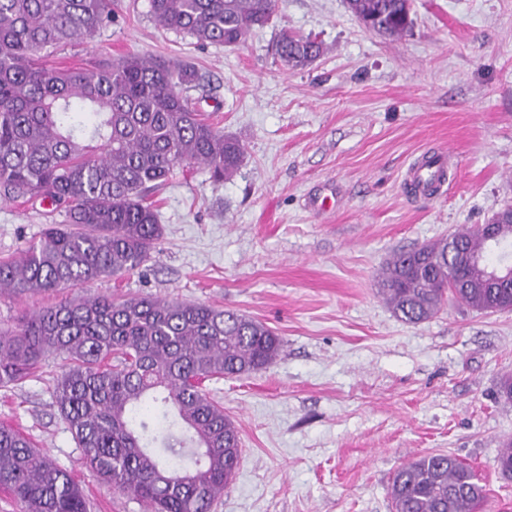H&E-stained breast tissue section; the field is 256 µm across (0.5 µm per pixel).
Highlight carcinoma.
<instances>
[{
  "label": "carcinoma",
  "instance_id": "1",
  "mask_svg": "<svg viewBox=\"0 0 512 512\" xmlns=\"http://www.w3.org/2000/svg\"><path fill=\"white\" fill-rule=\"evenodd\" d=\"M280 0H149L161 28L199 44L237 46L270 23ZM369 31L402 37L411 0H347ZM110 0H0V194L48 198L67 224H51L22 255L0 262V292L87 287L138 270L162 236L150 190L180 164L205 166L215 183L240 168L244 148L198 112L180 88L187 65L125 56L94 70L50 64L57 50L92 37ZM276 55L310 65L322 44L283 31ZM512 261V234L487 250L481 225L407 252L385 265L379 292L416 324L455 302L480 313L511 312L512 294L454 274L459 257ZM281 339L264 323L209 305L90 294L23 318L0 333V387L29 378L42 356H63L55 388L62 419L86 467L107 489L149 512H211L242 453L238 430L205 383L272 363ZM512 478V440L496 457ZM0 490L25 512H87L81 488L21 431L0 424ZM392 512H476L485 485L445 454L418 455L388 485Z\"/></svg>",
  "mask_w": 512,
  "mask_h": 512
}]
</instances>
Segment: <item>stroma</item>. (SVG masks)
I'll return each instance as SVG.
<instances>
[{
    "mask_svg": "<svg viewBox=\"0 0 512 512\" xmlns=\"http://www.w3.org/2000/svg\"><path fill=\"white\" fill-rule=\"evenodd\" d=\"M410 33L365 30L345 0H282L273 22L228 48L156 26L148 0H112V20L63 47L65 66L125 55L189 65L184 89L245 149L214 183L180 167L158 189L163 235L142 270L89 289L0 293V330L87 292L202 303L265 323L283 340L266 369L207 382L242 455L213 512H391L394 472L426 453L456 456L486 486L485 512H512L495 468L512 439V312L450 305L418 324L379 294L391 256L483 223L512 205V0H412ZM317 37L322 55L289 69L281 30ZM447 150L448 188L403 186L421 155ZM63 212L0 200V261L17 259ZM46 354L0 388V424L19 428L82 486L89 512H145L86 469Z\"/></svg>",
    "mask_w": 512,
    "mask_h": 512,
    "instance_id": "35a3bbf8",
    "label": "stroma"
}]
</instances>
